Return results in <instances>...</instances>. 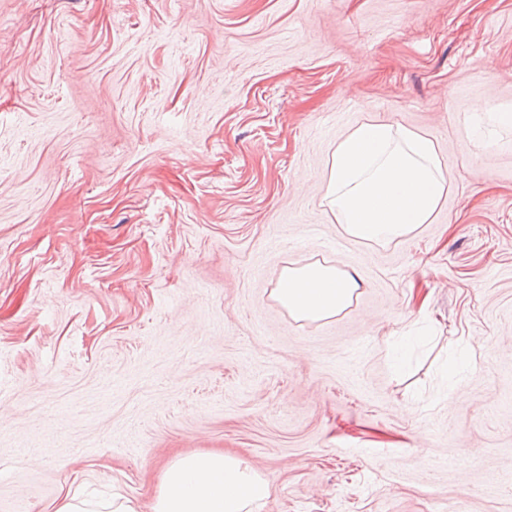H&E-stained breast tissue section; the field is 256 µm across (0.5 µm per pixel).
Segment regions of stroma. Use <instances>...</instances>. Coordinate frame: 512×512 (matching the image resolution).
I'll use <instances>...</instances> for the list:
<instances>
[{"label": "stroma", "instance_id": "1", "mask_svg": "<svg viewBox=\"0 0 512 512\" xmlns=\"http://www.w3.org/2000/svg\"><path fill=\"white\" fill-rule=\"evenodd\" d=\"M512 0H0V512H152L178 454L261 512H512ZM362 120L449 189L385 245L324 201ZM356 271L291 317L286 265ZM360 286L353 274L335 266L292 265L281 270L272 297L295 319L318 321L346 309Z\"/></svg>", "mask_w": 512, "mask_h": 512}]
</instances>
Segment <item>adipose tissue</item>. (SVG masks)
<instances>
[{
	"label": "adipose tissue",
	"mask_w": 512,
	"mask_h": 512,
	"mask_svg": "<svg viewBox=\"0 0 512 512\" xmlns=\"http://www.w3.org/2000/svg\"><path fill=\"white\" fill-rule=\"evenodd\" d=\"M448 185L433 141L390 123H358L336 144L326 199L346 235L386 243L428 223ZM360 283L348 271L320 263L281 270L273 298L298 320L338 315ZM271 494L268 480L245 460L195 452L164 471L152 512H254Z\"/></svg>",
	"instance_id": "obj_1"
}]
</instances>
